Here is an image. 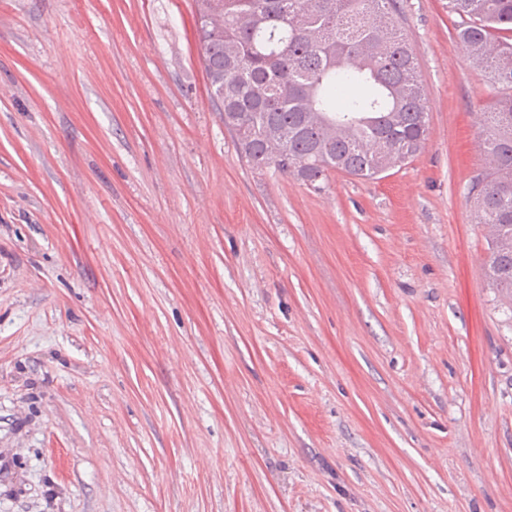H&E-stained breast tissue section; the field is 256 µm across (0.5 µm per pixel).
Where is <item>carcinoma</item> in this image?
<instances>
[{"label":"carcinoma","instance_id":"1","mask_svg":"<svg viewBox=\"0 0 512 512\" xmlns=\"http://www.w3.org/2000/svg\"><path fill=\"white\" fill-rule=\"evenodd\" d=\"M394 0H198L211 94L256 170L318 189L376 179L426 144L429 110ZM470 60L503 95L484 113L490 165L471 181L487 276L512 291V0H448Z\"/></svg>","mask_w":512,"mask_h":512}]
</instances>
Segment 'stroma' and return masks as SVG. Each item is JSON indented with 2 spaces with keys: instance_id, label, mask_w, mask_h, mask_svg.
<instances>
[{
  "instance_id": "1",
  "label": "stroma",
  "mask_w": 512,
  "mask_h": 512,
  "mask_svg": "<svg viewBox=\"0 0 512 512\" xmlns=\"http://www.w3.org/2000/svg\"><path fill=\"white\" fill-rule=\"evenodd\" d=\"M396 10L426 145L316 190L241 157L195 0H0V512H512L497 92Z\"/></svg>"
}]
</instances>
